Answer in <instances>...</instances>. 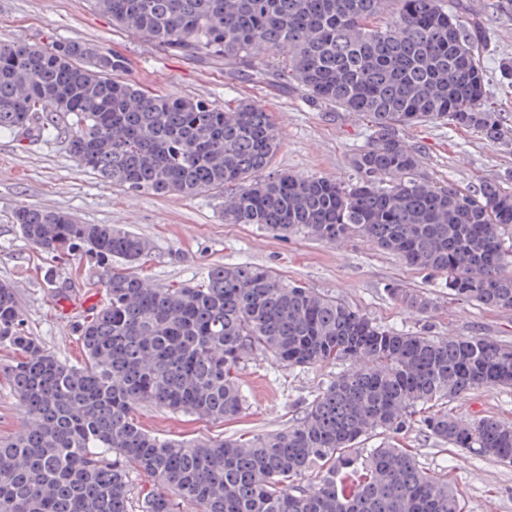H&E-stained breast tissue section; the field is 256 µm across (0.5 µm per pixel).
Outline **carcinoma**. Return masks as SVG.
Here are the masks:
<instances>
[{"mask_svg":"<svg viewBox=\"0 0 512 512\" xmlns=\"http://www.w3.org/2000/svg\"><path fill=\"white\" fill-rule=\"evenodd\" d=\"M162 50L269 72L317 102L370 123L352 158L355 181L279 173L272 114L241 101L152 93L124 78L126 58L79 41L0 46V130L17 141L62 135L103 181L135 192L224 195V221L340 240L353 233L412 267L445 277L463 303L512 309V192L416 177L419 150L399 130L428 120L506 138L486 103V34L445 0H90ZM32 248L68 265L107 269L106 301L77 327L84 362L29 335L0 283V346L24 408L0 437V512H464L444 475L414 453L359 444L414 425L469 453L512 460V424L462 420L448 403L512 387V345L385 329L344 303L248 264L216 265L200 282L156 287L138 234L37 208L14 214ZM418 313L433 303L393 287ZM261 353L290 369L346 365L304 414L241 439H161L137 425L143 404L212 421L239 415L240 365ZM151 481L134 491L129 471ZM314 476L307 488L300 481Z\"/></svg>","mask_w":512,"mask_h":512,"instance_id":"carcinoma-1","label":"carcinoma"}]
</instances>
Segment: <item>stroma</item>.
I'll use <instances>...</instances> for the list:
<instances>
[{
  "mask_svg": "<svg viewBox=\"0 0 512 512\" xmlns=\"http://www.w3.org/2000/svg\"><path fill=\"white\" fill-rule=\"evenodd\" d=\"M448 6L485 28L488 45L480 60L490 101L512 130V85L498 70L500 58L512 57V0H448ZM50 40L83 41L121 55L129 63L126 79L158 94L200 98L225 109L244 98L254 100L272 112L279 130L276 169L343 183L354 179L350 161L367 141L365 118L312 102L277 76L237 77L225 73L223 65L171 55L114 28L89 0H0V45ZM401 135L421 149L422 180L463 188L496 180L512 189V140L491 143L441 122L409 126ZM22 208L67 211L80 223L121 225L145 237L152 250L143 273L159 287L201 279L218 264L248 263L337 298L395 332L489 336L512 345V310L457 302L442 277L406 266L363 237L330 243L299 233L283 236L258 224H228L223 200L212 192H131L81 167L64 138L46 136L21 146L13 133L0 130V282L12 284L32 335L73 363L84 360L75 327L91 306L103 304L104 288L73 278L70 266L38 256L13 222ZM51 266L58 281L73 288L71 300L60 305L44 281ZM396 285L429 294L438 310L424 316L404 311L388 293ZM338 371L335 365L289 370L259 354L238 370L246 404L235 419L215 422L149 405L137 407L133 419L163 438L248 439L287 427ZM452 408L469 420L493 416L512 422V388L480 389ZM397 440L426 469L447 476L461 493L465 512H512V463L448 450L416 427Z\"/></svg>",
  "mask_w": 512,
  "mask_h": 512,
  "instance_id": "obj_1",
  "label": "stroma"
}]
</instances>
